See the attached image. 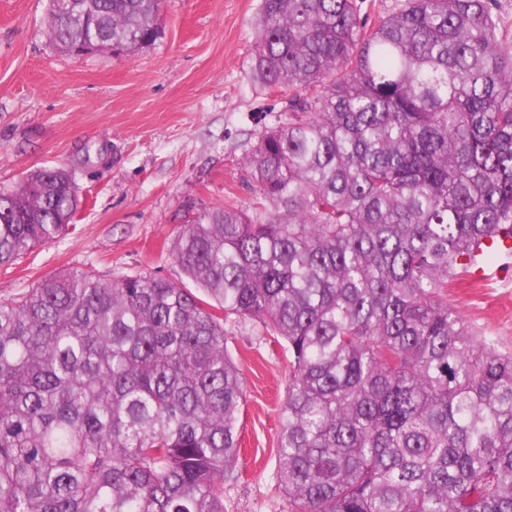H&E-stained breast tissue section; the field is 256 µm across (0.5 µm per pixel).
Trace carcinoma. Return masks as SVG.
Returning a JSON list of instances; mask_svg holds the SVG:
<instances>
[{
  "label": "carcinoma",
  "instance_id": "carcinoma-1",
  "mask_svg": "<svg viewBox=\"0 0 512 512\" xmlns=\"http://www.w3.org/2000/svg\"><path fill=\"white\" fill-rule=\"evenodd\" d=\"M49 0L50 37L134 52L160 0ZM288 121L244 159L249 210L171 255L202 290L73 269L0 302V512H224L241 369L223 319L288 351V512H512V354L448 293L512 238V54L489 0H262L252 60ZM309 88L316 95H307ZM64 167L0 190V265L69 230ZM358 16L363 24L371 28L383 17L398 11L403 0H356Z\"/></svg>",
  "mask_w": 512,
  "mask_h": 512
}]
</instances>
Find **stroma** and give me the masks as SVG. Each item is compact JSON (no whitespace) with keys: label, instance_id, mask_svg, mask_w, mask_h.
Listing matches in <instances>:
<instances>
[{"label":"stroma","instance_id":"stroma-1","mask_svg":"<svg viewBox=\"0 0 512 512\" xmlns=\"http://www.w3.org/2000/svg\"><path fill=\"white\" fill-rule=\"evenodd\" d=\"M260 6L164 0L152 45L75 56L50 38L49 0H0V189L63 166L86 200L72 230L0 266V301L65 269L184 282L170 246L186 206H251L242 159L287 121L290 98L252 76ZM449 301L512 352V273L461 280ZM224 330L246 385L239 478L224 487V510L287 512L274 471L288 353L259 322L233 317Z\"/></svg>","mask_w":512,"mask_h":512}]
</instances>
